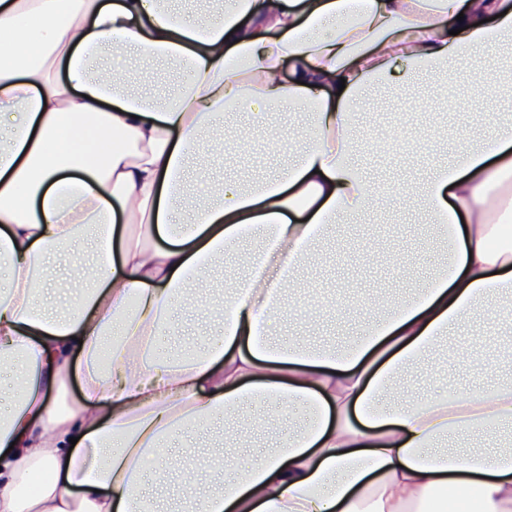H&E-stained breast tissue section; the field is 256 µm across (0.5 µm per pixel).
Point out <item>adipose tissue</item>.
<instances>
[{
  "label": "adipose tissue",
  "instance_id": "adipose-tissue-1",
  "mask_svg": "<svg viewBox=\"0 0 512 512\" xmlns=\"http://www.w3.org/2000/svg\"><path fill=\"white\" fill-rule=\"evenodd\" d=\"M512 45V0H219L198 17L174 0H0V366L17 396L0 416V512H160L146 464L170 442L232 423L257 407L308 417L250 465L235 449L165 465L164 483L194 512H431L438 497L474 496L475 512H512V450H452L460 434L512 430V383L463 397L414 398L402 371L438 356L462 321L512 318V123L476 104L499 93L479 66ZM142 69L179 63L190 74L156 98L103 52ZM471 58L454 111L489 130L461 140L422 186L402 184L427 226L455 242L406 301L372 313L351 347L279 344L280 298L337 217L385 211L388 194L351 159L358 109L377 87L406 90L421 73L445 77ZM289 79H282V67ZM244 112L281 172L228 180L204 204L187 194V164L203 134ZM305 115L294 142L271 116ZM161 244H154V237ZM91 240L93 279L68 312L38 302L56 290V249ZM250 244L243 278L224 293L221 333L162 355L173 304L209 260ZM78 375L81 395L57 391Z\"/></svg>",
  "mask_w": 512,
  "mask_h": 512
}]
</instances>
